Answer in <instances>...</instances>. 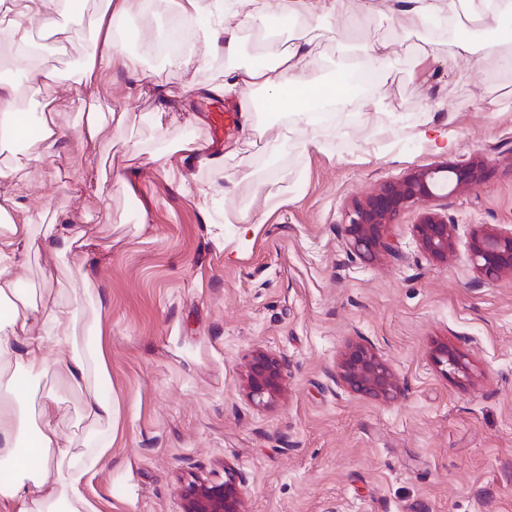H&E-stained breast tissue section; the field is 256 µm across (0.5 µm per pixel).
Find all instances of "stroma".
<instances>
[{"instance_id": "obj_1", "label": "stroma", "mask_w": 512, "mask_h": 512, "mask_svg": "<svg viewBox=\"0 0 512 512\" xmlns=\"http://www.w3.org/2000/svg\"><path fill=\"white\" fill-rule=\"evenodd\" d=\"M336 0L332 33L308 72L327 79L368 67L365 47L388 43L385 82L370 104L333 112L317 125L301 117H254L248 154L236 95L212 92L224 68L256 61L261 45L240 35V52L203 56L188 72L141 56L160 39L178 0L147 11L130 0L124 48L139 85L124 72L97 89L78 85L94 44L92 0L70 19L54 94L0 39V82L22 88L28 109H59L57 160L32 185L0 177L34 224L67 222L81 234L83 267L38 240L19 272L23 295L56 296L97 316L109 377L98 395L117 406L112 451L90 475L85 497L99 512H181L183 484L239 482L247 512H512V277L478 279L469 260L474 224L512 226V68L483 39L474 55L451 59L447 35L416 29L401 13ZM121 112L122 128L99 139L94 169L82 162L79 131L89 108ZM235 117L212 143L211 113ZM446 133L438 151L418 138ZM288 137H281V130ZM195 142L196 155L179 152ZM172 150L170 166L153 155ZM487 161L476 190L435 206L457 224L447 264L419 248V208L389 231L394 250L376 258L350 251L345 233L356 201L381 183L438 164ZM98 290L82 292L83 279ZM370 344L393 367L400 392L383 402L336 380L350 341ZM463 358L456 373L433 361L439 344ZM286 356L284 392L254 404L244 374L257 349ZM53 395L64 444L83 448L84 401L48 372L37 400Z\"/></svg>"}]
</instances>
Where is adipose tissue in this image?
<instances>
[{"instance_id":"1","label":"adipose tissue","mask_w":512,"mask_h":512,"mask_svg":"<svg viewBox=\"0 0 512 512\" xmlns=\"http://www.w3.org/2000/svg\"><path fill=\"white\" fill-rule=\"evenodd\" d=\"M243 2L249 6L246 24L262 28L278 15L302 17L306 24L286 45L265 56L263 63L225 71L217 93L238 94L246 116L259 90L265 94L267 110L278 114L310 115L318 100L335 102L342 108L351 104L354 89L348 81L317 82L306 71L307 64L317 58L336 0H180L179 8L184 18L198 20L217 8L228 15L237 14ZM398 2L419 28L433 18L453 27L470 22L467 35L449 39V58L474 54L477 38L487 33L498 43H512V0ZM82 7L83 0H0V25L18 49L31 54L35 51L30 41L33 29L69 39V31L59 19L78 13ZM126 14L127 0H100L94 48L87 67L77 77L78 83L92 82L102 72L119 69L129 78H137L135 61L113 37ZM33 120L39 149L25 164L13 167L10 178L30 180L63 134L58 112H40ZM0 218L6 221V229L0 233V300L9 302L6 310H0V386L9 391L8 397L0 400V512H96L84 496L83 486L109 454L111 433L94 432L85 451L77 454L61 443L50 420L49 403L40 406L42 423L38 427H29L21 413L33 403L28 378L53 370L62 373L71 391L84 397L93 423L111 422L114 403L95 391L96 383L108 376L100 338L93 333L85 345H78L79 318L63 301L40 305L18 296L14 272L25 264L36 241V229L24 207L10 196L0 197ZM46 334L55 339V355H47L43 349Z\"/></svg>"}]
</instances>
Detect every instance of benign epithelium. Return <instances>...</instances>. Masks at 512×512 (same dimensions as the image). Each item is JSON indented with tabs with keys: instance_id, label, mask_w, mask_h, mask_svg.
Returning a JSON list of instances; mask_svg holds the SVG:
<instances>
[{
	"instance_id": "1",
	"label": "benign epithelium",
	"mask_w": 512,
	"mask_h": 512,
	"mask_svg": "<svg viewBox=\"0 0 512 512\" xmlns=\"http://www.w3.org/2000/svg\"><path fill=\"white\" fill-rule=\"evenodd\" d=\"M486 162L475 158L460 166L418 168L399 182H385L359 202L348 215L346 236L351 249L359 254L392 251L385 242L388 228L398 223L401 213L425 203L427 208L415 224L416 239L425 254L436 262H448L454 252L457 225L448 215L428 206L448 194L466 193L478 187L486 177ZM469 259L484 279L512 277V228L479 224L470 230ZM433 358L437 365L457 371L460 358L448 346H439ZM288 360L267 351L256 352L247 366L248 394L260 403L271 400L282 390ZM338 378L347 388L389 400L398 391L391 367L375 348L352 343L342 354ZM182 512H245L240 485L232 478L222 483L192 481L181 489Z\"/></svg>"
}]
</instances>
